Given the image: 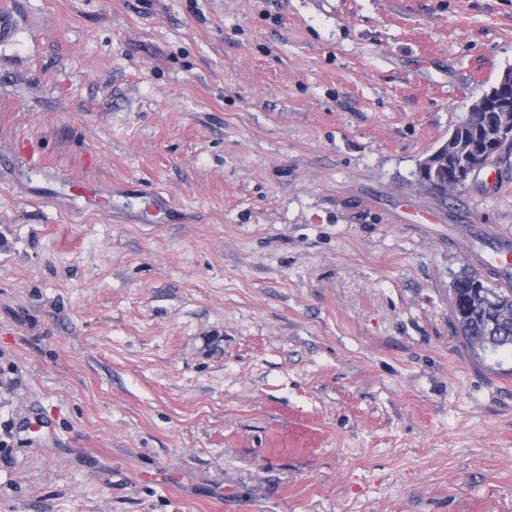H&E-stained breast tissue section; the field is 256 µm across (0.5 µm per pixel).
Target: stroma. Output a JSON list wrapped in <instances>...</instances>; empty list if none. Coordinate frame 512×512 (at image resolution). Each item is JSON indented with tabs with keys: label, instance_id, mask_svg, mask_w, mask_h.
<instances>
[{
	"label": "stroma",
	"instance_id": "35a3bbf8",
	"mask_svg": "<svg viewBox=\"0 0 512 512\" xmlns=\"http://www.w3.org/2000/svg\"><path fill=\"white\" fill-rule=\"evenodd\" d=\"M0 3V512H512V151L414 176L512 0ZM475 262L482 269L496 271L497 273L509 272L512 270V246L511 252L508 246L491 247L490 251H479L471 254ZM453 279L451 311L458 334L476 355L512 350V288L491 284L469 265Z\"/></svg>",
	"mask_w": 512,
	"mask_h": 512
}]
</instances>
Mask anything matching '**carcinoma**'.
<instances>
[{
    "mask_svg": "<svg viewBox=\"0 0 512 512\" xmlns=\"http://www.w3.org/2000/svg\"><path fill=\"white\" fill-rule=\"evenodd\" d=\"M480 99L472 102L475 111L458 124L448 136V154L429 168V182L442 185L438 198L448 197V191L459 189L456 169L466 159L464 150H477L493 141L491 122L497 106L478 110ZM453 322L475 354L512 350V288L491 283L473 267L466 265L453 276L450 288Z\"/></svg>",
    "mask_w": 512,
    "mask_h": 512,
    "instance_id": "carcinoma-1",
    "label": "carcinoma"
}]
</instances>
